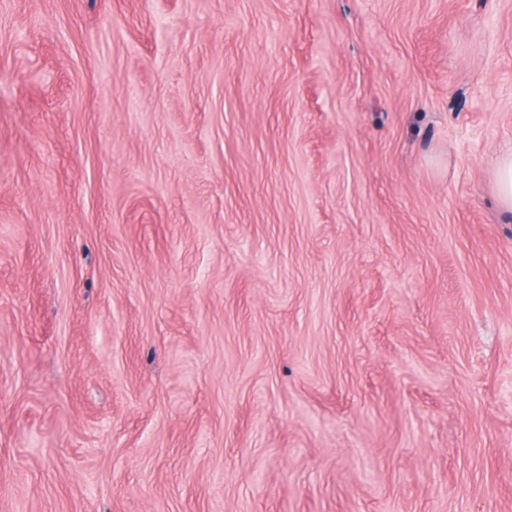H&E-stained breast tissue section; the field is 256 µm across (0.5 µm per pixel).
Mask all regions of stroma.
Listing matches in <instances>:
<instances>
[{"label":"stroma","mask_w":512,"mask_h":512,"mask_svg":"<svg viewBox=\"0 0 512 512\" xmlns=\"http://www.w3.org/2000/svg\"><path fill=\"white\" fill-rule=\"evenodd\" d=\"M512 0H0V512H512ZM495 178L503 207L512 211V152L507 151L498 159Z\"/></svg>","instance_id":"stroma-1"}]
</instances>
